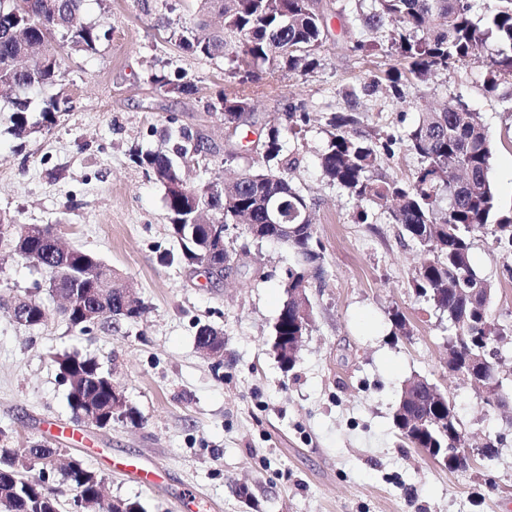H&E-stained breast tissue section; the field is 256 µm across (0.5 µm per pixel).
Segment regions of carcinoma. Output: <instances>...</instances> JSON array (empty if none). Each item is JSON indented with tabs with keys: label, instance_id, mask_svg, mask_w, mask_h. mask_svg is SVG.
I'll list each match as a JSON object with an SVG mask.
<instances>
[{
	"label": "carcinoma",
	"instance_id": "obj_1",
	"mask_svg": "<svg viewBox=\"0 0 512 512\" xmlns=\"http://www.w3.org/2000/svg\"><path fill=\"white\" fill-rule=\"evenodd\" d=\"M85 0H0V99L11 104L13 134L24 138L39 127H49L60 111L58 101L49 99L40 108V120L31 121L32 101L26 93L55 83L61 66V51L93 52L100 41L94 24L83 23L80 15ZM203 13L224 16V31L211 32L204 21L186 47L205 57L229 55L230 75L239 83L256 82L264 69L307 72L318 64L317 54L330 36L328 19L316 10L315 0H200ZM471 0H371V11L362 15L363 27L376 33L392 25L385 38L358 40L353 49L368 56L382 54L393 64L382 75H372L346 93L347 106L330 121L329 142L320 157L325 178L345 189L360 202L388 209L392 223L401 225L407 238L419 247L423 260L415 271L413 285L435 308L448 312V323L456 331L457 370L468 376L466 359L475 351L499 353L496 344L511 336L512 327L489 319L488 304L494 293L492 282L481 277L472 264L473 242L491 236L501 248L512 249V217L499 214L490 177L492 146L476 113L459 101L441 112H424L401 138L388 137L376 143L362 130L361 100L383 89L400 100L403 87L423 82L448 66L481 61L485 84L493 92L512 83V0H494L480 17L472 15ZM498 49L485 57L489 40ZM244 92L224 95L220 111L224 125L234 130L249 110ZM174 155L139 152V165L151 170L166 188L171 215V232L183 245L185 257L198 266L207 261L223 276L224 254L209 256L207 227L197 213L212 221L238 223L249 213L252 223L262 224V202L270 194L288 202V249L297 266L288 269L285 293L302 285L306 277L322 273L320 255L314 249L315 229L303 223L312 210V200L289 182L286 170L296 160L283 162L279 129L268 128L261 157L242 171L243 180L229 195L212 184L191 185L182 176L174 157L200 152L186 131ZM403 146L421 159V165L407 182L375 174L382 157ZM22 259L59 281V289L74 296L72 308L62 317L75 329L86 314L98 307L112 311L120 296L112 291V267L89 252L72 249L58 252L51 229L24 235L17 220L0 215V254ZM13 304L25 314V326L45 323L48 311L30 295ZM293 301L288 313H279L274 335H293ZM197 343L219 351L224 334L202 325ZM56 362L68 382L67 400L74 414L93 407L102 423L111 426L118 419L135 426L138 415L115 395L112 375L92 357L64 354ZM448 414V439L464 433L455 403L444 391L434 396L423 390L421 402L410 410L419 418L428 412ZM400 437L414 448H429V432L417 436L393 421ZM58 449L33 443L25 448H0V507L4 512H58L57 500L45 484L52 472L48 458ZM38 471V476L28 473ZM67 483L80 488L88 512H144L138 501L115 499L103 503L102 479H82L83 472L62 469Z\"/></svg>",
	"mask_w": 512,
	"mask_h": 512
}]
</instances>
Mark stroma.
<instances>
[{
    "mask_svg": "<svg viewBox=\"0 0 512 512\" xmlns=\"http://www.w3.org/2000/svg\"><path fill=\"white\" fill-rule=\"evenodd\" d=\"M331 39L308 73L276 69L255 84L249 124L225 126L218 106L237 89L229 63L185 48L197 0H86L84 22L107 36L89 53L65 56L59 79L40 96L68 102L51 127L18 139L0 101V212L23 224L57 225L66 245L96 255L135 289L145 307L134 324L80 333L36 291L47 321L36 329L0 309V431L12 447L41 442L75 458L104 481L112 498L145 512H512V405H487L481 389L448 373V316L412 282L421 255L387 209L363 207L322 175L328 122L344 94L385 70L389 58L352 52L366 36L355 0H321ZM344 13L348 25L336 21ZM193 90L168 94L158 76ZM476 64L456 65L404 100L385 91L364 99V126L404 134L423 109L462 101L478 112L493 143L491 177L500 213L512 212V86H484ZM304 104L310 121L293 130L286 114ZM278 126L285 153L299 163L293 186L313 199L323 273L307 294L313 322L292 371L273 352V327L294 265L284 246L230 225L234 265L206 278L172 237L164 185L138 166V152L171 150L170 130L200 143L182 171L194 184L219 183L256 160L262 128ZM477 273L496 287L490 314L512 323V252L479 237ZM42 273L11 260L0 266V301L34 291ZM405 316L409 334L396 330ZM224 334V358L197 346L200 326ZM95 358L139 425L91 429L67 402L55 356ZM424 377L456 404L469 469L451 472L400 439L393 412L409 379ZM491 442L484 451L483 442ZM122 458L162 469L148 485L112 467Z\"/></svg>",
    "mask_w": 512,
    "mask_h": 512,
    "instance_id": "stroma-1",
    "label": "stroma"
}]
</instances>
